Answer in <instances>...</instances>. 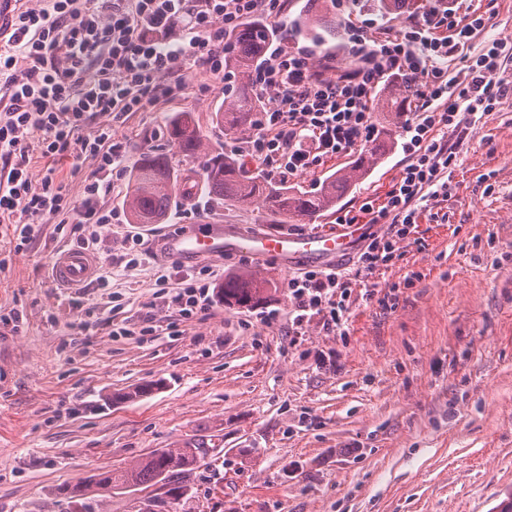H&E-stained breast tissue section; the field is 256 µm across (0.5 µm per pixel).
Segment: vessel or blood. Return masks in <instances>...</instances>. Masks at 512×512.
<instances>
[{
    "instance_id": "obj_1",
    "label": "vessel or blood",
    "mask_w": 512,
    "mask_h": 512,
    "mask_svg": "<svg viewBox=\"0 0 512 512\" xmlns=\"http://www.w3.org/2000/svg\"><path fill=\"white\" fill-rule=\"evenodd\" d=\"M357 225L345 224L333 232L320 234H243L212 225L208 232L186 230L160 239L157 247L173 262L184 263L201 257L220 258L229 252H244L285 264L320 262L332 265L351 254L359 237ZM96 258L88 252L71 250L55 260L57 279L78 286L91 279Z\"/></svg>"
}]
</instances>
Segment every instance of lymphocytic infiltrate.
I'll use <instances>...</instances> for the list:
<instances>
[{
    "label": "lymphocytic infiltrate",
    "instance_id": "1",
    "mask_svg": "<svg viewBox=\"0 0 512 512\" xmlns=\"http://www.w3.org/2000/svg\"><path fill=\"white\" fill-rule=\"evenodd\" d=\"M281 14L282 0H48L20 12L0 45V84L9 92L0 110V223L25 247L40 220L75 208L87 226L76 246L96 250V225L112 221L97 207L100 182L90 181L80 205H73L54 169L34 180L31 144L46 157L74 150L98 171L122 174L129 145L113 138L105 116L117 120L180 94L190 68L223 77L225 32L257 15ZM484 26L482 14L461 12L459 0H446L394 35L355 37L357 63L350 70L317 67L305 47H278L252 73L257 95L270 105L241 151L276 182L374 142L379 129L372 104L391 78H414L419 99L401 126L404 163L383 201L365 200L358 212L336 218L355 224L364 213L383 232L369 234L354 271L336 266L289 277V335H303L315 318L323 329H343L346 300L358 282L399 257L401 243L417 232L424 205L447 201L460 145L512 90L503 79L512 44L471 46ZM458 51L465 66L452 76L445 62ZM89 121L92 133L74 140L75 130ZM218 276L207 267L202 276L168 289L181 317L211 313L210 285Z\"/></svg>",
    "mask_w": 512,
    "mask_h": 512
}]
</instances>
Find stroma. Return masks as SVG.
Segmentation results:
<instances>
[{"label":"stroma","mask_w":512,"mask_h":512,"mask_svg":"<svg viewBox=\"0 0 512 512\" xmlns=\"http://www.w3.org/2000/svg\"><path fill=\"white\" fill-rule=\"evenodd\" d=\"M279 46H300L317 65L350 67L352 40L383 38L399 23L379 0H283ZM335 25L320 45L286 24L304 6ZM486 26L472 40L512 42V0H472ZM182 94L113 123L131 159L167 154L177 171L198 159L178 152L172 122L189 114L207 149L230 152L248 131L213 120L223 82L200 69L184 73ZM34 174L48 163L30 149ZM404 155L385 161L340 201L383 199ZM72 202L96 167L71 155L52 163ZM448 220L422 215L416 239L393 265L355 288L345 332L308 324L288 334L286 283L297 265L249 254L172 265L154 251L172 223L209 220L242 233H325L315 224H260L252 207L210 201L204 190L175 197L171 224H139L152 256L129 266L112 226L98 227L95 258L111 268L97 279L58 283L52 266L76 235L42 221L27 250L0 236V512H69L60 489L99 470H120L153 450L202 440L215 455L187 477L171 512H499L512 499V94L486 116L460 150ZM254 275L267 286L266 325L255 310L217 303L185 319L157 295V270L169 285L205 266ZM151 325L154 336H119ZM161 381L151 395L125 392Z\"/></svg>","instance_id":"1"}]
</instances>
